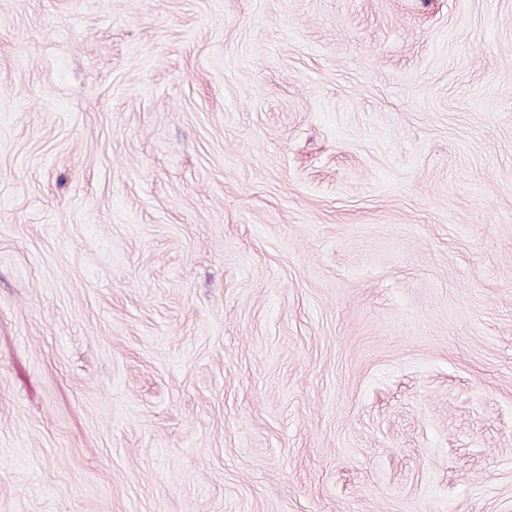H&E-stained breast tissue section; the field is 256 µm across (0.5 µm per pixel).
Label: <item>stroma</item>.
<instances>
[{
	"label": "stroma",
	"mask_w": 512,
	"mask_h": 512,
	"mask_svg": "<svg viewBox=\"0 0 512 512\" xmlns=\"http://www.w3.org/2000/svg\"><path fill=\"white\" fill-rule=\"evenodd\" d=\"M0 512H512V0H0Z\"/></svg>",
	"instance_id": "35a3bbf8"
}]
</instances>
